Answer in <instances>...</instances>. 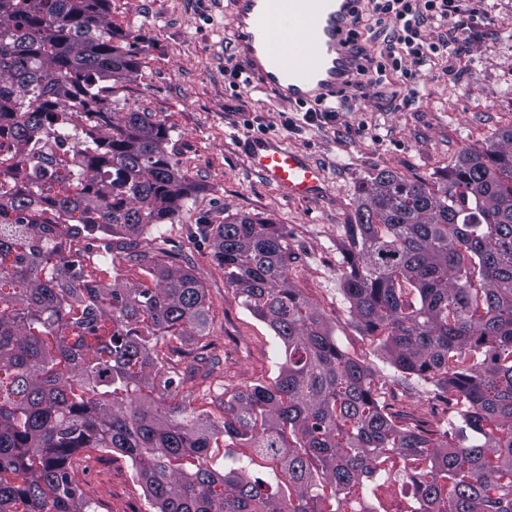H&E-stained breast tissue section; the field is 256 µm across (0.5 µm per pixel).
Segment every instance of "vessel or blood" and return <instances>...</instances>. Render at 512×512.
I'll return each mask as SVG.
<instances>
[{
    "label": "vessel or blood",
    "instance_id": "obj_1",
    "mask_svg": "<svg viewBox=\"0 0 512 512\" xmlns=\"http://www.w3.org/2000/svg\"><path fill=\"white\" fill-rule=\"evenodd\" d=\"M358 7V0H235V55L282 102L334 99L361 63L346 39ZM247 157L283 196L312 198L322 191V171L299 151L255 139Z\"/></svg>",
    "mask_w": 512,
    "mask_h": 512
}]
</instances>
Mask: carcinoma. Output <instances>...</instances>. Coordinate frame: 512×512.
Segmentation results:
<instances>
[{"mask_svg": "<svg viewBox=\"0 0 512 512\" xmlns=\"http://www.w3.org/2000/svg\"><path fill=\"white\" fill-rule=\"evenodd\" d=\"M110 0H0V512H96L72 455L128 457L157 512H345L394 457L415 469L421 512H512V131L432 185L381 169L346 225L350 312L396 368L452 396L461 423L401 428L385 377L345 354L290 287L288 233L249 215L210 226L242 304L282 344L278 374L224 393L216 426L170 404L154 349L203 336V288L125 243L152 286L107 287L66 235L106 259L111 235L174 219L195 187L147 112L111 111L138 67ZM224 438L222 467L214 444ZM248 448L251 455L236 452ZM273 461L277 489L253 475Z\"/></svg>", "mask_w": 512, "mask_h": 512, "instance_id": "1", "label": "carcinoma"}]
</instances>
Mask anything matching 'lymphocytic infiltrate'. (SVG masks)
<instances>
[{"label":"lymphocytic infiltrate","instance_id":"1","mask_svg":"<svg viewBox=\"0 0 512 512\" xmlns=\"http://www.w3.org/2000/svg\"><path fill=\"white\" fill-rule=\"evenodd\" d=\"M375 28L388 34L384 52L364 57L352 82L353 89L379 83L390 72L406 80L417 76L416 66L447 54L468 39L473 19L483 15L481 0H369ZM446 27V34L429 38L425 21Z\"/></svg>","mask_w":512,"mask_h":512}]
</instances>
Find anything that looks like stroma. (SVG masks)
<instances>
[{"label":"stroma","mask_w":512,"mask_h":512,"mask_svg":"<svg viewBox=\"0 0 512 512\" xmlns=\"http://www.w3.org/2000/svg\"><path fill=\"white\" fill-rule=\"evenodd\" d=\"M461 54L431 59L414 82L393 74L363 92H347L335 124L299 132L280 123L284 104L264 88L224 89L233 54L232 0H111L108 19L126 34L139 66L112 93L116 112H147L168 131L167 151L196 185L173 222L140 237L149 254L167 255L190 270L208 308L205 336L160 341L180 398L211 423L224 420L225 392H246L277 375L280 341L224 283L202 217L220 223L250 215L284 225L297 255L288 281L330 324L348 356L384 372L382 402L397 425L433 429L455 412L444 392L405 377L364 335L342 288L350 223L363 183L389 169L433 183L462 153L483 151L512 129V0H486ZM266 125V138L301 151L321 168L325 189L289 200L252 169L244 119ZM115 263L96 262L87 273L104 285L149 284L142 265L125 260L116 239ZM71 477L97 512H153L132 462L109 448L75 454Z\"/></svg>","instance_id":"stroma-1"}]
</instances>
